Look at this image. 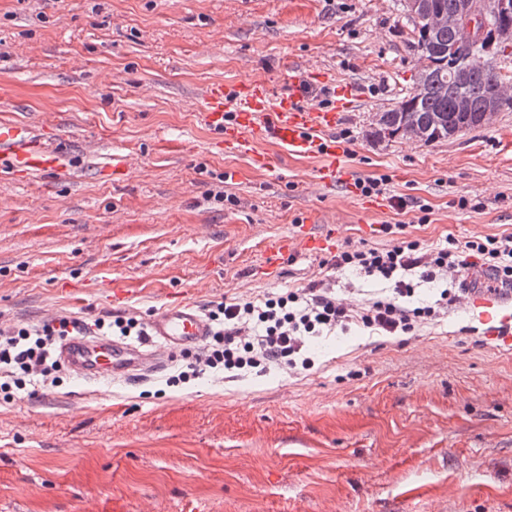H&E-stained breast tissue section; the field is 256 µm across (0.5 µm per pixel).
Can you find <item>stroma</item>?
I'll list each match as a JSON object with an SVG mask.
<instances>
[{
    "label": "stroma",
    "mask_w": 512,
    "mask_h": 512,
    "mask_svg": "<svg viewBox=\"0 0 512 512\" xmlns=\"http://www.w3.org/2000/svg\"><path fill=\"white\" fill-rule=\"evenodd\" d=\"M395 0H0V122L41 121L64 158L23 179L0 162V325L48 313L147 319L181 300H257L324 278L357 305L383 285L333 267L402 224L426 248L512 233V109L432 145L371 135L418 58ZM355 80L342 126L354 179L404 210L317 190L315 158L273 142L256 167L203 116L214 81L288 86V65ZM131 165L105 173L113 156ZM471 200L460 208L459 199ZM428 214H421L420 205ZM331 250L264 245L309 227ZM109 271L125 299L95 281ZM84 285L81 301L65 293ZM309 368L56 383L0 403V512H512V349L454 310L389 337L360 325L309 344Z\"/></svg>",
    "instance_id": "obj_1"
}]
</instances>
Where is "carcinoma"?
I'll return each instance as SVG.
<instances>
[{
	"instance_id": "1",
	"label": "carcinoma",
	"mask_w": 512,
	"mask_h": 512,
	"mask_svg": "<svg viewBox=\"0 0 512 512\" xmlns=\"http://www.w3.org/2000/svg\"><path fill=\"white\" fill-rule=\"evenodd\" d=\"M412 28L411 48L419 57L421 68L414 76V87L399 104L381 113L376 135H397L407 117L416 119L426 131L425 143L433 144L463 136L477 125L462 120L456 111L459 98L466 97L478 105L488 98L500 101V108L512 109V75L502 73L501 60L512 56V44L504 39L512 32V5L495 15L484 34L480 47L485 67L468 71L464 82L448 77L450 66H466L469 51L457 44L455 32L447 26L435 24L424 15L406 18Z\"/></svg>"
}]
</instances>
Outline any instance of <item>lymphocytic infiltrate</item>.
<instances>
[{
	"instance_id": "obj_1",
	"label": "lymphocytic infiltrate",
	"mask_w": 512,
	"mask_h": 512,
	"mask_svg": "<svg viewBox=\"0 0 512 512\" xmlns=\"http://www.w3.org/2000/svg\"><path fill=\"white\" fill-rule=\"evenodd\" d=\"M383 231L391 235V245L351 248L338 254L334 264L393 281L394 295L348 306L337 299L329 283L321 280L257 303L236 298L221 301L210 312L211 320L218 324L216 333L196 352L184 354L185 369L178 382H189L209 371L309 366V359L301 355L308 339L352 322L393 336L409 335L417 325L456 308L466 296L464 283L476 268L488 273V287L512 283V234L465 242L451 239L446 246L428 249L408 236L404 225L387 224ZM418 279L444 282L435 305H408ZM103 330L124 337L144 333L142 323L132 317L100 318L89 324L60 316L36 326L1 327L0 400H12L15 392L26 389L32 380H48L56 368L52 349L59 340Z\"/></svg>"
}]
</instances>
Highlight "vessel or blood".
I'll use <instances>...</instances> for the list:
<instances>
[{
	"label": "vessel or blood",
	"mask_w": 512,
	"mask_h": 512,
	"mask_svg": "<svg viewBox=\"0 0 512 512\" xmlns=\"http://www.w3.org/2000/svg\"><path fill=\"white\" fill-rule=\"evenodd\" d=\"M333 96L331 106L313 108L303 104L295 91L277 94L265 79L252 78L232 85L210 83L203 102L208 123L223 135L225 144L250 156L256 166H270V159L257 148L258 142L269 140L286 154L320 159L319 189L346 191L352 176L342 163L347 146L337 140L336 128L360 95L346 83L334 86ZM0 157L8 160L14 173L27 178L62 168L51 137L25 123L0 122ZM511 300V291L481 289L466 298L465 307L488 319ZM211 333L201 309L184 301L154 313L141 341L72 336L60 345L58 358L90 383L143 379L161 370L175 351L198 347Z\"/></svg>",
	"instance_id": "obj_1"
}]
</instances>
